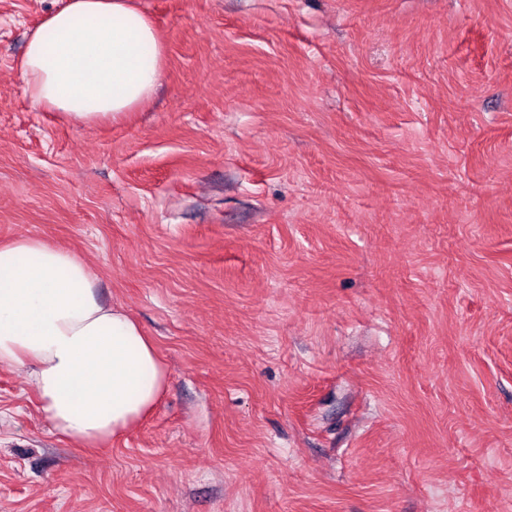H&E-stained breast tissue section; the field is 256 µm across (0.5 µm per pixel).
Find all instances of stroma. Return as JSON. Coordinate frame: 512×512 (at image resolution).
<instances>
[{
  "instance_id": "1",
  "label": "stroma",
  "mask_w": 512,
  "mask_h": 512,
  "mask_svg": "<svg viewBox=\"0 0 512 512\" xmlns=\"http://www.w3.org/2000/svg\"><path fill=\"white\" fill-rule=\"evenodd\" d=\"M152 98L73 125L0 0V243L157 345L97 448L0 367V512H512V0H137Z\"/></svg>"
}]
</instances>
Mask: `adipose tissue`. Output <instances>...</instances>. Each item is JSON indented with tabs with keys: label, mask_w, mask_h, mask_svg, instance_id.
I'll return each mask as SVG.
<instances>
[{
	"label": "adipose tissue",
	"mask_w": 512,
	"mask_h": 512,
	"mask_svg": "<svg viewBox=\"0 0 512 512\" xmlns=\"http://www.w3.org/2000/svg\"><path fill=\"white\" fill-rule=\"evenodd\" d=\"M164 55L133 0H66L34 31L19 69L36 105L94 126L151 97ZM0 366L27 369L54 430L85 448L137 424L168 378L140 324L100 299L89 266L38 236L0 245Z\"/></svg>",
	"instance_id": "adipose-tissue-1"
}]
</instances>
